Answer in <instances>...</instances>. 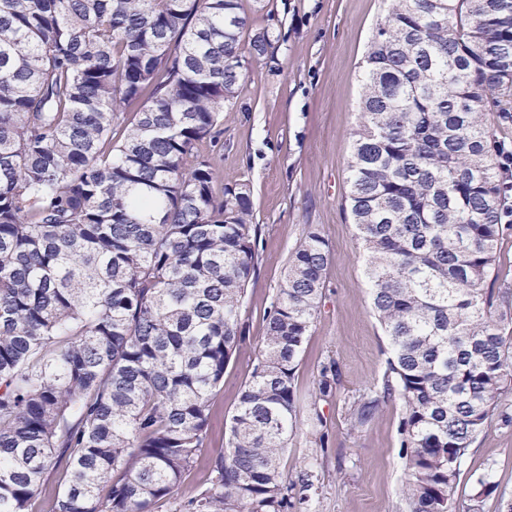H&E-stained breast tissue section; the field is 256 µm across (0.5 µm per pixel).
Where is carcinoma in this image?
<instances>
[{"label": "carcinoma", "mask_w": 512, "mask_h": 512, "mask_svg": "<svg viewBox=\"0 0 512 512\" xmlns=\"http://www.w3.org/2000/svg\"><path fill=\"white\" fill-rule=\"evenodd\" d=\"M243 0H0V512H292L280 458L330 248L311 228L267 311L226 448L177 503L246 343L261 227L197 146L267 31ZM345 206L390 357L350 430L401 403L408 512H452L512 391V300L487 282L512 197V0H390L364 56ZM336 383L322 368L316 394ZM467 512L496 487L478 480ZM66 479L63 466L51 472L33 500V512H49L53 499L62 491Z\"/></svg>", "instance_id": "carcinoma-1"}]
</instances>
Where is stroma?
I'll list each match as a JSON object with an SVG mask.
<instances>
[{
	"label": "stroma",
	"mask_w": 512,
	"mask_h": 512,
	"mask_svg": "<svg viewBox=\"0 0 512 512\" xmlns=\"http://www.w3.org/2000/svg\"><path fill=\"white\" fill-rule=\"evenodd\" d=\"M388 5L266 0L264 9L250 13L252 30L269 31L274 47L250 62L242 92L224 107L218 139L201 147L216 158L224 188L247 187L252 221L262 227L243 309L248 340L211 402L205 446L180 485L179 501L203 488L211 460L226 446V423L266 333L265 312L290 255L313 227L328 240L331 260L295 384L300 400H307L322 367L331 364L336 387L319 401L316 414H303L281 469L291 478L310 472L303 512H405L400 404L384 407L358 433L347 420L350 404L381 378L388 349L370 310L363 248L344 209L362 59ZM484 476L497 491L485 499L483 512H498L500 497H512V423L494 421L474 443L457 481L455 512H465Z\"/></svg>",
	"instance_id": "obj_1"
}]
</instances>
